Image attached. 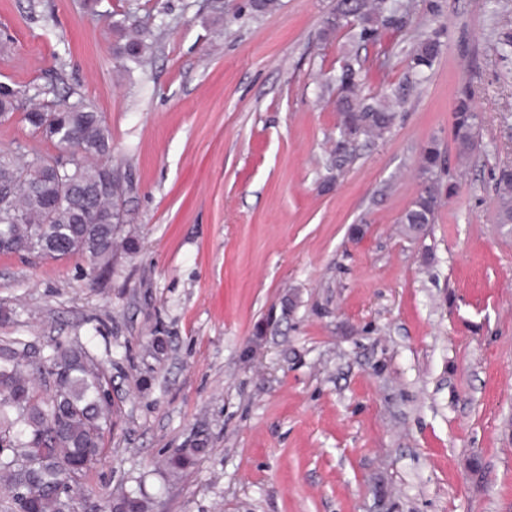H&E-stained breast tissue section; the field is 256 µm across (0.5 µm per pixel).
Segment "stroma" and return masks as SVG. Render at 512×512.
I'll return each instance as SVG.
<instances>
[{"label": "stroma", "mask_w": 512, "mask_h": 512, "mask_svg": "<svg viewBox=\"0 0 512 512\" xmlns=\"http://www.w3.org/2000/svg\"><path fill=\"white\" fill-rule=\"evenodd\" d=\"M338 0H0V82L58 62L112 132L133 183L112 271L0 255V342L85 346L112 398L106 457L78 512L144 483L152 512H512V0H410L399 31L321 33ZM158 35L147 73L113 53L114 15ZM443 51L383 137L345 158L335 91L403 81L406 49ZM470 86L481 147L424 234L399 219L430 140L454 157ZM209 451L179 477L166 459ZM495 207L498 224H512V167L499 170L495 179ZM207 445V438L198 435L190 440L188 446L177 448L167 459L168 473L177 474L192 467L196 460L208 451Z\"/></svg>", "instance_id": "35a3bbf8"}]
</instances>
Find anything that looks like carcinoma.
Listing matches in <instances>:
<instances>
[{
    "instance_id": "obj_1",
    "label": "carcinoma",
    "mask_w": 512,
    "mask_h": 512,
    "mask_svg": "<svg viewBox=\"0 0 512 512\" xmlns=\"http://www.w3.org/2000/svg\"><path fill=\"white\" fill-rule=\"evenodd\" d=\"M409 10L404 0H339L327 19L325 34L359 28L358 39L375 38L379 30L401 26ZM117 34L116 59L127 69L145 68L153 55V33L125 13L113 22ZM441 31L422 34L407 50L405 80L383 98L363 94L358 55L346 58L336 77L339 123L336 150L343 151L358 136H380L396 118L395 107L426 78L442 53ZM62 73L54 71L45 83L7 87L0 107L20 112L23 122L53 142L57 152L21 153L0 150V242L4 253L64 258L89 257L92 269L107 270L119 248L134 249V241L120 237L115 224H100L119 211L127 182L100 188V163L112 159V133L102 113L76 91H60ZM480 124L472 92L461 87L453 109L456 156L469 162L479 146ZM78 159L70 186H62L54 170L65 150ZM420 189L400 223L418 232L435 223L443 197L455 186L448 183V162L436 141L429 142L419 160ZM498 223L512 224V167L495 179ZM88 213L92 219L79 223ZM9 357L0 359V512H74L77 495L88 472L106 455L104 429L110 419L107 381L97 365L84 360L87 351L64 344L52 356L64 371L48 386L31 362L27 346L3 343ZM208 440L196 436L176 449L166 462L168 473L192 467L207 451ZM150 499L142 492H125L110 504V512H149Z\"/></svg>"
}]
</instances>
